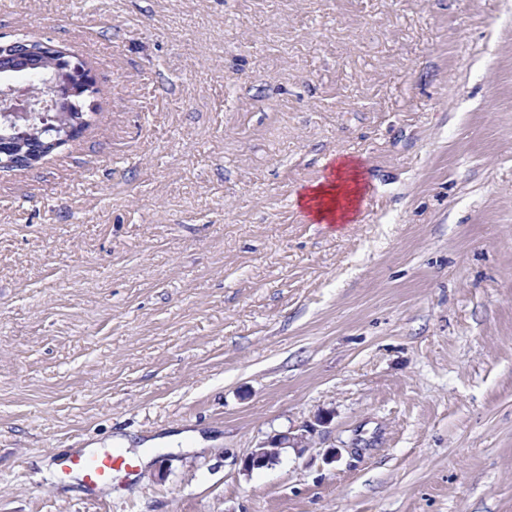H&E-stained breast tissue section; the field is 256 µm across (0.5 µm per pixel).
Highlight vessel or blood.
<instances>
[{
  "instance_id": "vessel-or-blood-1",
  "label": "vessel or blood",
  "mask_w": 512,
  "mask_h": 512,
  "mask_svg": "<svg viewBox=\"0 0 512 512\" xmlns=\"http://www.w3.org/2000/svg\"><path fill=\"white\" fill-rule=\"evenodd\" d=\"M64 476H77L86 493L94 494L101 484L110 482L116 472L133 473L137 467L135 460L130 459L116 449H75L61 462Z\"/></svg>"
}]
</instances>
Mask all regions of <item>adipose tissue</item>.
Here are the masks:
<instances>
[{
  "mask_svg": "<svg viewBox=\"0 0 512 512\" xmlns=\"http://www.w3.org/2000/svg\"><path fill=\"white\" fill-rule=\"evenodd\" d=\"M362 193V173L358 162L337 160L325 178L310 186L299 198L310 217L323 224L351 221Z\"/></svg>",
  "mask_w": 512,
  "mask_h": 512,
  "instance_id": "obj_1",
  "label": "adipose tissue"
}]
</instances>
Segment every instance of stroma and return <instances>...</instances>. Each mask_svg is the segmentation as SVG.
Instances as JSON below:
<instances>
[{
    "mask_svg": "<svg viewBox=\"0 0 512 512\" xmlns=\"http://www.w3.org/2000/svg\"><path fill=\"white\" fill-rule=\"evenodd\" d=\"M14 37L97 92L0 169V512H512V0H0ZM89 447L135 478L86 495ZM359 163L342 158L332 164L325 178L310 186L299 203L310 217L321 224H345L352 221L362 193ZM302 432L293 434L288 430L271 437L268 441L263 442L258 447L253 448L242 460V470L251 472L254 469L269 467L278 462L281 450L285 448H294L301 452L303 448H307V434L314 431L312 425L305 426ZM60 465L64 476L74 475L80 479L87 495H93L99 485L112 481L114 472L133 474L137 468L135 460L112 448H76Z\"/></svg>",
    "mask_w": 512,
    "mask_h": 512,
    "instance_id": "1",
    "label": "stroma"
}]
</instances>
